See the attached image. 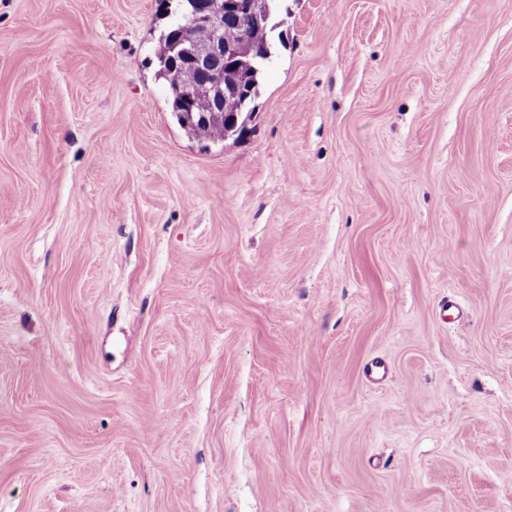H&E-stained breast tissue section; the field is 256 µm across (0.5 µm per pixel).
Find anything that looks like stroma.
I'll return each mask as SVG.
<instances>
[{"instance_id":"35a3bbf8","label":"stroma","mask_w":512,"mask_h":512,"mask_svg":"<svg viewBox=\"0 0 512 512\" xmlns=\"http://www.w3.org/2000/svg\"><path fill=\"white\" fill-rule=\"evenodd\" d=\"M275 19L215 144L168 0H0V512H512V0Z\"/></svg>"}]
</instances>
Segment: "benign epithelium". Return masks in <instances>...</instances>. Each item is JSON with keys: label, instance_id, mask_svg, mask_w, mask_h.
Masks as SVG:
<instances>
[{"label": "benign epithelium", "instance_id": "obj_1", "mask_svg": "<svg viewBox=\"0 0 512 512\" xmlns=\"http://www.w3.org/2000/svg\"><path fill=\"white\" fill-rule=\"evenodd\" d=\"M229 9L238 15L240 34L236 41L226 43L223 37L224 13ZM199 27L213 32L212 40L205 45L190 42L189 32ZM261 29H268L267 20L251 17L246 0H197L196 7L184 16L179 28L180 41L184 48L173 59L172 64L203 71L207 74V79L201 85H187L178 89L177 103L182 115H193L196 96L202 92L226 105L233 102L243 103L248 99L249 93L242 84L232 91L224 89V78L213 67V62L222 58L250 70L251 61L261 53V49L254 42L256 31Z\"/></svg>", "mask_w": 512, "mask_h": 512}]
</instances>
